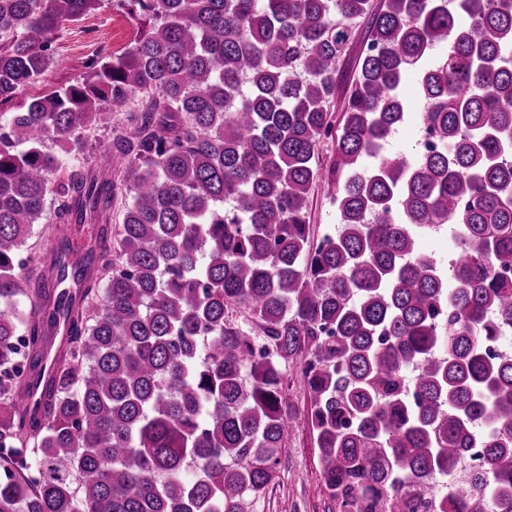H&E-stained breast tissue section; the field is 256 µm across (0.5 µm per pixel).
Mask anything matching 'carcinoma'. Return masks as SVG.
<instances>
[{
	"instance_id": "obj_1",
	"label": "carcinoma",
	"mask_w": 512,
	"mask_h": 512,
	"mask_svg": "<svg viewBox=\"0 0 512 512\" xmlns=\"http://www.w3.org/2000/svg\"><path fill=\"white\" fill-rule=\"evenodd\" d=\"M99 2L0 0L1 105ZM119 6L142 25L124 53L0 112V512H247L301 425L340 512H477L466 485L432 495L466 448L482 498L512 512V356L485 349L512 333V0ZM407 71L441 147L388 156ZM114 112L104 163L83 162V132ZM55 146L79 164L61 170ZM316 182L338 214L319 237ZM49 196L43 255L28 241ZM87 219L79 253L66 228ZM445 224L447 268L419 249ZM293 363L302 410L283 392ZM368 36V21L362 20L353 26L346 56L342 59L336 80V95L330 102V109L340 118L345 101L350 94L357 77L362 54L365 51Z\"/></svg>"
}]
</instances>
